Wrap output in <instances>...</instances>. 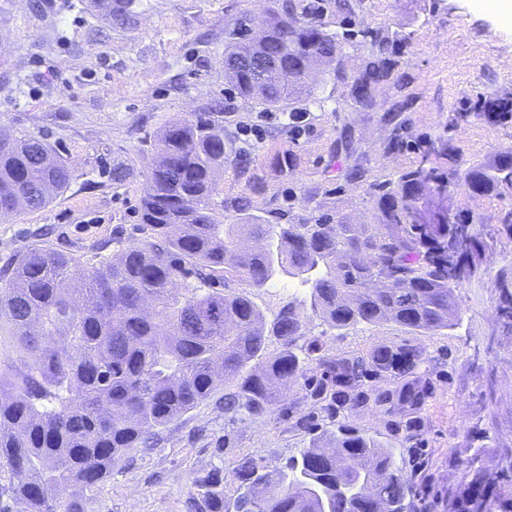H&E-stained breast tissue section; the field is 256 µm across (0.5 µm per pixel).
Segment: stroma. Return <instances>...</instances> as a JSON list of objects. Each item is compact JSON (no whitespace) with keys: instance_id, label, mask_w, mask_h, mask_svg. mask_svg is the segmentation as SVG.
Masks as SVG:
<instances>
[{"instance_id":"35a3bbf8","label":"stroma","mask_w":512,"mask_h":512,"mask_svg":"<svg viewBox=\"0 0 512 512\" xmlns=\"http://www.w3.org/2000/svg\"><path fill=\"white\" fill-rule=\"evenodd\" d=\"M300 0H130L123 17L102 16L90 0H0V127L42 140L73 167L70 185L45 207L0 216V264L41 243L94 263L118 245L141 244L138 203L144 193L150 135L165 124L203 116L224 129L218 200L224 221L239 204L260 224H303L343 213L354 224L377 221V184L420 161L447 169L444 156L424 155L426 140L451 141L461 168L491 164L512 150V122H463L457 113L477 99L512 93V25L474 0H310L309 20L344 45L341 76L320 66L313 95L258 122L259 105L241 97L224 72L227 34L247 19L263 22ZM370 28L400 38V64L372 110H356L351 86L372 48L356 38ZM304 113L293 126L290 111ZM401 144L390 148L391 138ZM125 172L112 179L113 169ZM455 211L484 225L486 277L458 290L461 320L434 333H408L382 323L330 327L314 312L309 288L282 276L257 289L236 283L266 320L286 303L303 317L305 341L329 356L364 354L410 342L423 349L435 387L422 412L418 441L394 436L382 413L347 411L341 420L389 447L423 499L405 512H446L467 486L466 462L479 455L491 491L512 489L502 474L512 459V332L499 320L496 280L512 281V240L495 225L512 211V192L472 197L450 187ZM290 416L249 421L202 404L168 425L159 444L138 449L112 469L94 493L97 512H186L192 480L211 466L232 469L252 457L286 466L310 445L297 423L313 412L302 382L286 395Z\"/></svg>"}]
</instances>
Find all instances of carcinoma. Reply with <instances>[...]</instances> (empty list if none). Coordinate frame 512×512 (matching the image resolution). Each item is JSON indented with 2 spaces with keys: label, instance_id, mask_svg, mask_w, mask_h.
I'll list each match as a JSON object with an SVG mask.
<instances>
[{
  "label": "carcinoma",
  "instance_id": "cac0c4a2",
  "mask_svg": "<svg viewBox=\"0 0 512 512\" xmlns=\"http://www.w3.org/2000/svg\"><path fill=\"white\" fill-rule=\"evenodd\" d=\"M378 50L354 80L364 109L398 66L397 49L375 34ZM261 50L279 57L292 80L238 69L241 97L276 108L311 96L305 76L342 54V43L311 22L273 17ZM461 117L512 120V93L476 102ZM140 224L149 234L91 266L35 247L0 267V468L16 482L0 512H95L93 490L136 448H151L160 431L198 405L241 421L283 409L290 379H303L316 411L297 424L312 445L282 469L240 458L237 496H224V470L193 479L188 512H374L355 494L374 490L378 505L401 512L420 494L394 453L346 424L320 430L319 415L371 408L405 440L418 437L421 413L434 393L424 351L380 346L317 359L307 374L298 344L303 319L288 303L268 323L241 280L263 288L283 274L302 278L323 321L336 328L394 323L410 333L448 329L460 318L456 289L484 274L485 243L476 225L448 223V185L424 167L378 186L377 224L343 214L312 224H258L243 214L224 223L213 204L224 168V132L207 120L175 121L151 142ZM72 166L35 138L0 128V208L44 207L64 191ZM481 197L512 189V152L461 174ZM262 238L271 250L243 249ZM379 278L388 288H373ZM277 337L282 350L266 353ZM480 469L450 512H512V497L485 494Z\"/></svg>",
  "mask_w": 512,
  "mask_h": 512
}]
</instances>
